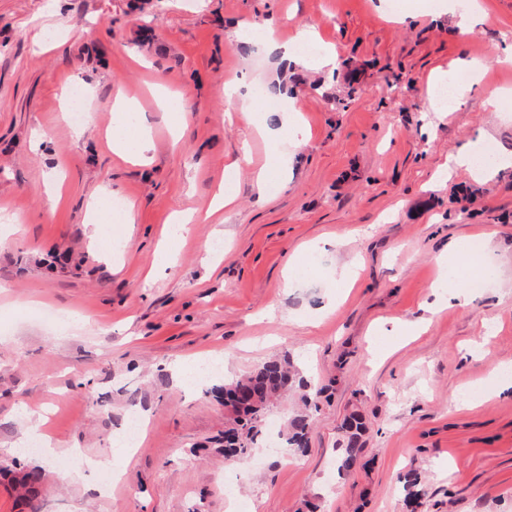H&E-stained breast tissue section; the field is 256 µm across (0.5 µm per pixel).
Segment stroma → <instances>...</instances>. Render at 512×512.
<instances>
[{
	"label": "stroma",
	"mask_w": 512,
	"mask_h": 512,
	"mask_svg": "<svg viewBox=\"0 0 512 512\" xmlns=\"http://www.w3.org/2000/svg\"><path fill=\"white\" fill-rule=\"evenodd\" d=\"M379 1L0 0V214L22 218L0 232V461L45 434L52 448L28 460L62 512H229L236 496L251 512H407L413 474L416 512H512V397L482 392L512 382V168L448 169L476 139L512 153V101L483 109V78L434 112L427 86L496 56L512 0H483L477 40L440 0ZM270 27L310 29L337 65L295 67L305 92L228 122L229 80L252 97L277 78L260 46L236 47ZM73 84L92 112L82 134L66 119ZM159 89L183 111L160 109ZM120 94L151 136L145 160L112 150ZM296 115L307 137L278 158ZM220 189L234 202L209 214ZM109 190L133 227L93 211ZM174 214L192 219L179 239ZM483 230L496 276L448 306L436 258ZM305 248L303 275L289 262ZM355 261L343 287L336 271ZM283 354L324 390L307 451L226 467L222 402L172 366L217 355L231 380ZM133 411L145 430L117 447ZM354 412L363 451L344 476L337 440ZM474 142H468L459 147V149L449 156L448 169L449 171L456 169H463L473 177L487 178L498 167L482 166L477 163L476 153L474 151Z\"/></svg>",
	"instance_id": "stroma-1"
}]
</instances>
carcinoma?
Wrapping results in <instances>:
<instances>
[{"label": "carcinoma", "instance_id": "obj_1", "mask_svg": "<svg viewBox=\"0 0 512 512\" xmlns=\"http://www.w3.org/2000/svg\"><path fill=\"white\" fill-rule=\"evenodd\" d=\"M210 392L219 395L229 412L222 444L225 460L244 458L257 448L264 438L271 407L290 393L298 395L300 405L288 416L282 439L291 455L308 447L320 390L305 379L289 355L271 359L240 377L215 385ZM360 435L361 422L353 415L345 424L340 442L336 459L339 472L348 473L355 466L362 452ZM3 473L14 474L19 506L28 512H40L42 468L23 465L14 458L9 464H0V475Z\"/></svg>", "mask_w": 512, "mask_h": 512}]
</instances>
